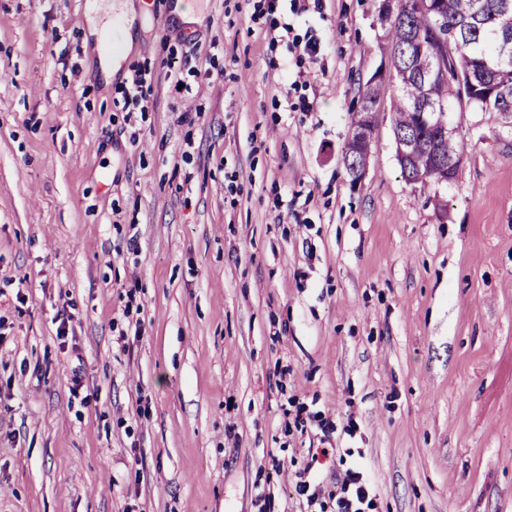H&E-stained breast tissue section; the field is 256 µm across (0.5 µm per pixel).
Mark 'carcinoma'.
<instances>
[{"label": "carcinoma", "instance_id": "1", "mask_svg": "<svg viewBox=\"0 0 512 512\" xmlns=\"http://www.w3.org/2000/svg\"><path fill=\"white\" fill-rule=\"evenodd\" d=\"M437 11L415 6L390 18H378L390 41V82L397 94L393 106V129L400 139L432 143L447 138L448 156L461 160L464 143L457 135L419 124L418 113L429 102L434 111L446 112L463 100L499 114L512 129V29L502 26L504 13L512 15V0H434ZM448 77H431L433 64ZM423 181L438 175L434 158L420 152L412 163Z\"/></svg>", "mask_w": 512, "mask_h": 512}]
</instances>
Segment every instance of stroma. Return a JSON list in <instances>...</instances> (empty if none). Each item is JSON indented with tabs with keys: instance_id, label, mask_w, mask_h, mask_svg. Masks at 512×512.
I'll use <instances>...</instances> for the list:
<instances>
[{
	"instance_id": "1",
	"label": "stroma",
	"mask_w": 512,
	"mask_h": 512,
	"mask_svg": "<svg viewBox=\"0 0 512 512\" xmlns=\"http://www.w3.org/2000/svg\"><path fill=\"white\" fill-rule=\"evenodd\" d=\"M89 2L0 0V512H307L322 446L378 512H512V132L456 107L408 183L383 85L353 187L380 0H128L109 81ZM375 112H357V117L352 125L350 140L358 143L363 159L359 165H355L350 174V182L357 186L365 178L368 171V159L370 146L375 129Z\"/></svg>"
}]
</instances>
